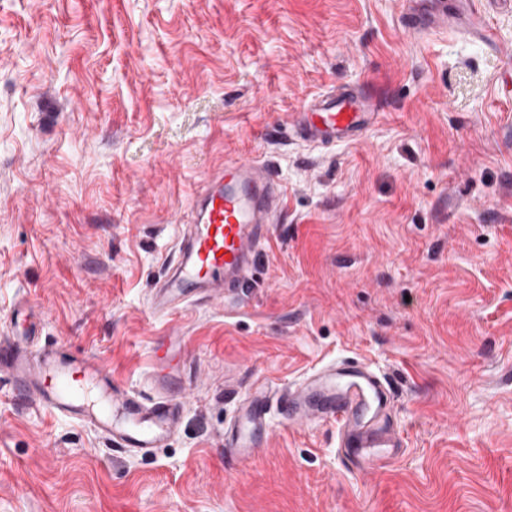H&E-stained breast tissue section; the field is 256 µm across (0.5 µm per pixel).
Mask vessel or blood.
<instances>
[{"label": "vessel or blood", "mask_w": 512, "mask_h": 512, "mask_svg": "<svg viewBox=\"0 0 512 512\" xmlns=\"http://www.w3.org/2000/svg\"><path fill=\"white\" fill-rule=\"evenodd\" d=\"M464 8L418 9L404 17L408 34L427 37L456 27L493 43L486 13L508 7L512 0H464ZM298 125L300 139L323 145L356 141L378 119L375 99L357 92L312 97ZM285 190L272 165L259 160H229L201 185L195 199L197 218L180 255L160 284L155 311L207 291L233 296L247 283L272 220L282 214ZM156 347L153 396L129 393L113 384L112 373L92 358L35 350L21 341L0 343V373L7 374L17 396L53 413L93 427L115 446L149 455L176 433L184 391L179 370L164 369L168 339ZM396 395L386 378L363 360L323 365L281 396L265 383L254 385L240 403L227 439L232 451L246 458L262 444L267 415L280 406L290 422L335 423L338 449L359 471L392 460L404 441L391 422Z\"/></svg>", "instance_id": "obj_1"}]
</instances>
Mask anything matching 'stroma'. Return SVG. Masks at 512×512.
I'll return each instance as SVG.
<instances>
[{
    "instance_id": "35a3bbf8",
    "label": "stroma",
    "mask_w": 512,
    "mask_h": 512,
    "mask_svg": "<svg viewBox=\"0 0 512 512\" xmlns=\"http://www.w3.org/2000/svg\"><path fill=\"white\" fill-rule=\"evenodd\" d=\"M406 0H0V340L40 343L150 394L184 336L188 393L149 458L17 401L0 375V512H512V14L498 48L406 34ZM381 104L359 141L305 143L306 100ZM273 161L285 186L233 298L152 310L202 179ZM396 393L380 470L336 428L271 409L231 464L255 382L345 358Z\"/></svg>"
}]
</instances>
